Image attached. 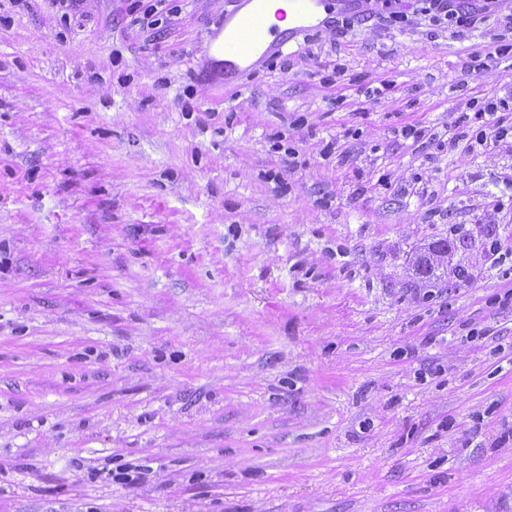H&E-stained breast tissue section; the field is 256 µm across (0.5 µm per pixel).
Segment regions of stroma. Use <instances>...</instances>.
I'll use <instances>...</instances> for the list:
<instances>
[{
  "label": "stroma",
  "instance_id": "1",
  "mask_svg": "<svg viewBox=\"0 0 512 512\" xmlns=\"http://www.w3.org/2000/svg\"><path fill=\"white\" fill-rule=\"evenodd\" d=\"M147 3L0 0V512H512V137L400 133L512 95L492 31L328 18L228 82L238 0Z\"/></svg>",
  "mask_w": 512,
  "mask_h": 512
}]
</instances>
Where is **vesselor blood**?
I'll use <instances>...</instances> for the list:
<instances>
[{
  "mask_svg": "<svg viewBox=\"0 0 512 512\" xmlns=\"http://www.w3.org/2000/svg\"><path fill=\"white\" fill-rule=\"evenodd\" d=\"M249 9L224 28V76L242 75L243 62L266 58L281 50L297 35L310 31L319 9L331 0H286V7H273L272 0H246ZM292 19L293 25L280 29L279 21Z\"/></svg>",
  "mask_w": 512,
  "mask_h": 512,
  "instance_id": "vessel-or-blood-1",
  "label": "vessel or blood"
}]
</instances>
